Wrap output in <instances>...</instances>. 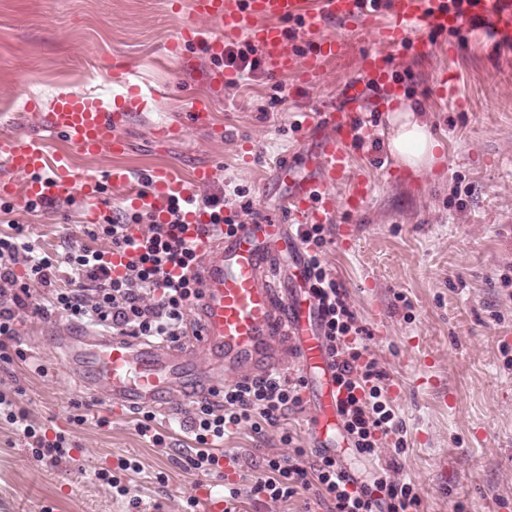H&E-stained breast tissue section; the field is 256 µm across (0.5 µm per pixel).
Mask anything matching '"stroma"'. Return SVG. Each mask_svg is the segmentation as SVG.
Listing matches in <instances>:
<instances>
[{
	"label": "stroma",
	"mask_w": 512,
	"mask_h": 512,
	"mask_svg": "<svg viewBox=\"0 0 512 512\" xmlns=\"http://www.w3.org/2000/svg\"><path fill=\"white\" fill-rule=\"evenodd\" d=\"M171 2L0 0V135L19 139L36 131L40 112L57 95L86 90L111 98L120 66L149 94L122 130L123 155L88 158L70 151L61 136L47 138L51 150L70 151L81 172L100 182V215L128 209L125 188L108 179L119 164L139 188L160 168L185 181L196 169L211 168L197 199L234 197L239 189L238 223L282 220L287 189L273 175L274 158L294 159L308 149L300 112L335 101L340 85L357 76L360 56L379 42L328 21L322 35L340 37L347 52L324 65L316 85L267 61L222 84L216 76L224 61L206 42L183 44L180 55H171L179 30L197 21L192 0H179L177 11ZM433 47L425 59L394 54L392 73L400 97L441 142V161L418 173L398 165L386 147L387 113L367 112L361 139L351 147V168L370 181L372 194L352 211L345 204L349 179L330 188L336 210L325 225L321 259L384 375L405 439L399 453L387 440L373 458L347 449L342 455L364 483L384 471L415 484L417 512H512V46L495 45L487 27L467 22ZM446 72L456 78L463 107L432 95ZM280 93L284 102L271 105ZM194 98L209 101V125L190 121L187 104ZM163 123L181 124V134L159 141ZM88 207L77 193L29 213L0 198V232L24 225L37 253L56 261L51 285H34V305L69 287L70 248L110 249L108 240L85 235ZM69 324L64 314L33 308L14 322V348L47 373L37 375L19 360L0 362V392H19L20 405L42 429L70 436L74 448L71 462H37L23 436L0 420V512H188L193 497L201 512H215L228 479L240 489L237 512H302L305 496L273 503L249 493L259 470L248 452L286 453L279 430L245 429L226 438L225 447L243 456L240 468L193 475L183 463L194 446L195 398L172 400L157 412L153 426L165 445L151 447L138 431V410L113 411L105 393L86 389L82 373L68 364L54 336ZM78 410L86 416L80 425L71 420ZM131 457L142 469L122 473L129 493L113 498L95 473L117 470Z\"/></svg>",
	"instance_id": "1"
}]
</instances>
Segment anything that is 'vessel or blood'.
I'll list each match as a JSON object with an SVG mask.
<instances>
[{
	"instance_id": "vessel-or-blood-1",
	"label": "vessel or blood",
	"mask_w": 512,
	"mask_h": 512,
	"mask_svg": "<svg viewBox=\"0 0 512 512\" xmlns=\"http://www.w3.org/2000/svg\"><path fill=\"white\" fill-rule=\"evenodd\" d=\"M392 19L379 25L376 37L382 48L362 56L359 68L385 94H393L391 53L407 49L425 58L432 52L429 33L445 34L464 22L488 24L496 41L512 44V0H467L463 12L449 8L447 0H388ZM197 15L223 29L225 37L246 35L257 44L280 72H297L302 83L316 84L325 63L341 57L344 41L319 37L325 20L374 21L369 0H195ZM301 22L310 39L304 57H296L281 27L285 21ZM122 86L111 105L90 92L75 91L54 99L43 115L45 130L61 134L81 153L95 157L102 152L123 154L120 133L124 115L143 104L144 95L128 76H117ZM358 80L344 82L334 103L304 114L301 126L315 139L312 153L299 163L278 161L275 176L290 184L285 211L290 221L239 225L233 235L215 234L198 245L201 329L195 347L203 353L196 360L176 344H150L91 329L61 333L58 341L72 364L82 371L88 386L106 391L113 407L163 406L181 395H206L225 381H242L279 368L284 353H293L307 371L328 366L316 304L310 299L280 295V270L273 258L286 247L301 249L292 225L320 224L335 210L328 189L350 168L349 148L355 140L362 113L371 111ZM0 166L11 174L28 176L23 190L0 183V196L10 197L18 208L34 201H51L76 190L87 198L99 194L97 182L74 167L68 154L49 152L44 139L0 138ZM210 169L196 170L192 183L156 170L153 188L131 193L132 207L161 214L167 201L187 204L188 224L211 220L203 205L192 204L193 185L207 182ZM338 398L328 385L317 399L310 418V434L318 446L336 445Z\"/></svg>"
}]
</instances>
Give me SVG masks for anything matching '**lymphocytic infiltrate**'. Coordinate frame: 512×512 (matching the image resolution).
Returning a JSON list of instances; mask_svg holds the SVG:
<instances>
[{
  "instance_id": "obj_1",
  "label": "lymphocytic infiltrate",
  "mask_w": 512,
  "mask_h": 512,
  "mask_svg": "<svg viewBox=\"0 0 512 512\" xmlns=\"http://www.w3.org/2000/svg\"><path fill=\"white\" fill-rule=\"evenodd\" d=\"M134 224L142 225L140 235L131 232ZM186 229L185 209L176 201L169 202L161 219L143 211L133 212L125 224L103 216L86 233L93 239H110L111 250L81 247L71 251L67 260L74 271V285L55 289L52 307L128 336L179 341L186 312L200 297L199 281L193 274L199 260L197 244L186 238ZM300 238L308 252L307 282L317 303L347 441L364 458L375 456L383 440L390 437L395 449H403L402 429L386 395L383 375L367 354L362 330L344 293L320 258L319 250L325 244L323 225H302ZM22 253L27 256L28 273L19 278L12 265ZM116 254L125 258L118 268L112 263ZM53 268L50 258L36 255L23 225H14L12 234H0V296L10 300L9 305L0 306L1 362L12 360L8 343L15 338L16 309L28 307L32 284L51 285ZM305 387L303 376L289 378L274 371L225 385L216 399L200 401L190 425L197 448L187 457L186 470L202 475L217 470L219 443L240 429L259 435L277 428L289 452L263 457L261 475L251 487L253 495L285 503L308 491L326 512H413L419 503L413 484L381 474L366 485L336 456L324 451L312 455L301 448L296 433L283 423L290 411L301 406ZM0 417L22 434L36 461L56 466L70 460V438L62 433L47 438L12 395L0 392Z\"/></svg>"
}]
</instances>
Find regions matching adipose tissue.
<instances>
[{
	"label": "adipose tissue",
	"mask_w": 512,
	"mask_h": 512,
	"mask_svg": "<svg viewBox=\"0 0 512 512\" xmlns=\"http://www.w3.org/2000/svg\"><path fill=\"white\" fill-rule=\"evenodd\" d=\"M389 122L392 132L388 146L400 164L418 171L437 163L439 144L418 112L400 106L392 111Z\"/></svg>",
	"instance_id": "adipose-tissue-1"
}]
</instances>
